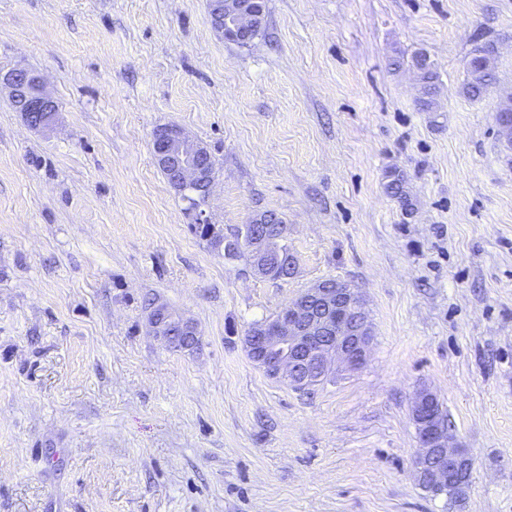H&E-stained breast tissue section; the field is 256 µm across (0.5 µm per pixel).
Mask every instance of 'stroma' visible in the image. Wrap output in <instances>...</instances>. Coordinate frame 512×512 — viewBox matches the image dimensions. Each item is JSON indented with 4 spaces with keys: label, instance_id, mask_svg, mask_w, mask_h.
I'll return each instance as SVG.
<instances>
[{
    "label": "stroma",
    "instance_id": "obj_1",
    "mask_svg": "<svg viewBox=\"0 0 512 512\" xmlns=\"http://www.w3.org/2000/svg\"><path fill=\"white\" fill-rule=\"evenodd\" d=\"M479 39L498 83L473 102ZM11 67L60 112L36 132L0 95V512H512V0H266L246 45L207 0H0ZM168 124L213 156L211 223L283 218L292 278L193 234L153 159ZM325 279L363 292L374 341L301 393L243 337ZM151 299L197 349L148 333ZM422 390L475 459L456 503L414 479ZM411 63L420 72L422 83L421 94L417 100L419 110L423 112H438L440 105L437 98L439 91L436 72L428 62L427 57L422 54L413 57Z\"/></svg>",
    "mask_w": 512,
    "mask_h": 512
}]
</instances>
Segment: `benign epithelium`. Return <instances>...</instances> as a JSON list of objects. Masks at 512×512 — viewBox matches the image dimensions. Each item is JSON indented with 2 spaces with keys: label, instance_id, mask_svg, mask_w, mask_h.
Here are the masks:
<instances>
[{
  "label": "benign epithelium",
  "instance_id": "7a95c632",
  "mask_svg": "<svg viewBox=\"0 0 512 512\" xmlns=\"http://www.w3.org/2000/svg\"><path fill=\"white\" fill-rule=\"evenodd\" d=\"M212 28L225 40L242 43L265 23L264 0H209ZM8 91L10 103L33 130L49 128L59 105L46 90L42 76L26 68L0 70V91ZM155 164L177 190L193 189L202 200L210 197L215 183V164L206 146L192 139L182 128L164 125L153 134ZM268 218L259 213L248 222L249 237L234 238L210 226L216 247L224 257L245 253L250 272L268 277L278 266L281 251L268 236ZM149 332L164 343L178 331L192 344L199 342L196 324L173 313L162 302L152 304L148 314ZM372 327L362 292L340 281H319L288 302L256 336L245 343L250 358L271 376L290 386L309 389L333 375L337 368L360 369L367 361ZM418 450L414 477L418 485L437 495L464 482L473 469L472 455L451 444L441 406L436 396L418 392L412 403Z\"/></svg>",
  "mask_w": 512,
  "mask_h": 512
}]
</instances>
